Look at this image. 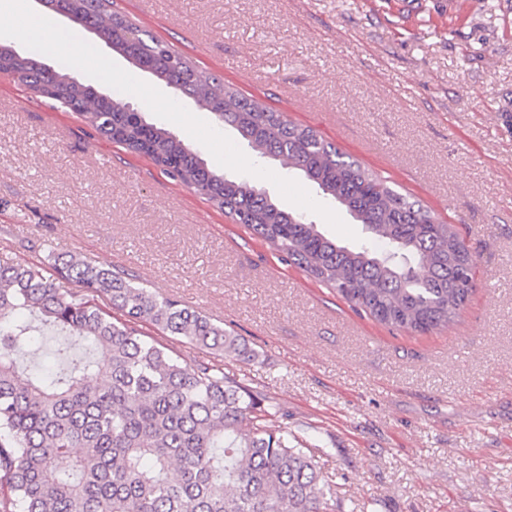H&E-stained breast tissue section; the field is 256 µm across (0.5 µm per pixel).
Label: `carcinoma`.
Here are the masks:
<instances>
[{"label": "carcinoma", "mask_w": 512, "mask_h": 512, "mask_svg": "<svg viewBox=\"0 0 512 512\" xmlns=\"http://www.w3.org/2000/svg\"><path fill=\"white\" fill-rule=\"evenodd\" d=\"M49 2L176 91L190 89L200 108L247 141L256 161L300 171L394 253L336 243L257 186L209 168L165 128L125 111L120 96L108 105L76 86L71 73L48 75L36 59L6 53L15 81L151 158L375 320L426 333L458 317L474 288L476 256L451 225L314 129L191 66L130 25L112 0ZM66 282L79 290L63 289ZM36 320L84 340L104 364L76 359L55 378L19 369ZM139 322L242 362L257 359L243 337L80 255L57 256L48 267L0 263V512H342L309 441L273 424L274 413L236 376L188 364Z\"/></svg>", "instance_id": "cac0c4a2"}]
</instances>
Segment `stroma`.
<instances>
[{
    "mask_svg": "<svg viewBox=\"0 0 512 512\" xmlns=\"http://www.w3.org/2000/svg\"><path fill=\"white\" fill-rule=\"evenodd\" d=\"M189 63L319 132L461 226L475 289L453 329L377 322L149 157L0 75V262L78 254L127 270L243 336L245 363L169 344L224 368L288 428L343 512H512V0H114ZM75 44L50 53L0 24V43L122 90L147 121L226 177L262 188L345 246L361 225L314 183L254 163L247 143L194 101L58 17ZM84 343L38 329L21 366L56 367Z\"/></svg>",
    "mask_w": 512,
    "mask_h": 512,
    "instance_id": "stroma-1",
    "label": "stroma"
}]
</instances>
